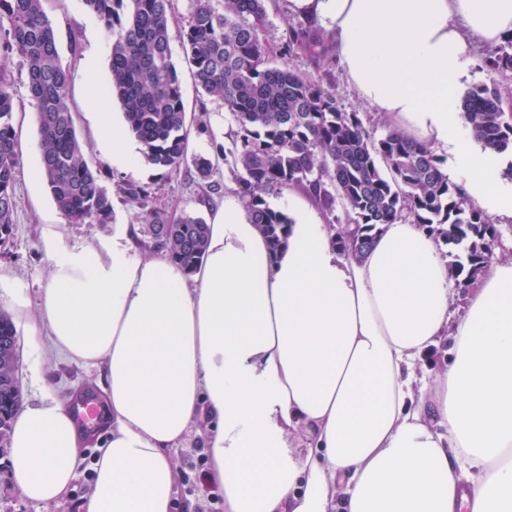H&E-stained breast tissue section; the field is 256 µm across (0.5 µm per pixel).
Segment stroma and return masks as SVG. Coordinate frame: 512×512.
I'll return each mask as SVG.
<instances>
[{"instance_id": "35a3bbf8", "label": "stroma", "mask_w": 512, "mask_h": 512, "mask_svg": "<svg viewBox=\"0 0 512 512\" xmlns=\"http://www.w3.org/2000/svg\"><path fill=\"white\" fill-rule=\"evenodd\" d=\"M46 11L60 36L76 31L80 37L79 52L61 45V62L68 75L67 102L73 115L77 138L88 165L97 173L101 186L112 200L114 221L110 224H70L57 210L51 192L40 172L38 135L34 124L36 106L28 89L27 69L19 57L7 61L6 79L14 99V116L22 130L21 159L15 182L16 210L12 232L0 242V276L23 286L30 307H37L51 271V261L41 247L43 225H58L71 241L85 246H98L105 238L128 235L137 256H147L144 233L145 212L126 202L123 191L128 187H144L151 193L152 208L165 211L171 218L196 213L212 218L224 204V194L234 182L230 164L218 153L231 144L234 124L222 99L201 90L195 81L194 66L182 48L181 32L191 11V0H170V36L173 61L182 89L187 116L188 153L190 159L180 171L170 174L146 162L142 153H135L133 163L118 167L112 163V148L99 137L98 113L105 112L117 122L125 117L120 103L108 97L105 86L109 77L110 51L103 23L90 12L82 0H46ZM302 19L292 14L289 0H268L266 21L260 38L275 63H287L290 69L315 72L312 56L297 52L283 55L282 47L288 30L301 27ZM336 96L345 111L360 113L369 121L376 136H383L388 125L370 107L363 104L347 85L336 62H329ZM212 159L210 179H201L191 161L192 156ZM17 377L24 402L42 400V382H49L57 397L68 398L85 389L101 393L104 373L88 368L57 354L47 353L41 364H34L26 338H19ZM204 437L197 428H190L175 452L177 464L176 508L174 512H224L222 497L211 490L203 479L207 470L203 452ZM98 454L94 446L81 448L77 478L68 497L57 505H43L25 500L9 474L0 453V512H78L81 500L90 492L93 462ZM194 493H187V486Z\"/></svg>"}]
</instances>
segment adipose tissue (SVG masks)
Here are the masks:
<instances>
[{"label": "adipose tissue", "mask_w": 512, "mask_h": 512, "mask_svg": "<svg viewBox=\"0 0 512 512\" xmlns=\"http://www.w3.org/2000/svg\"><path fill=\"white\" fill-rule=\"evenodd\" d=\"M290 3L362 102L512 218V182L459 109L471 46L512 36V0ZM288 205L274 254L225 196L192 273L121 237L94 248L44 225L52 269L37 315L22 288L9 294L37 358L105 368L112 426L83 512H173L174 453L198 420L224 512H512V259L490 264L453 323L448 261L411 221L385 225L354 260L301 199ZM446 334L451 357L420 401L415 363ZM301 429L298 455L288 436ZM83 443L66 400L23 406L7 461L21 495L60 502Z\"/></svg>", "instance_id": "obj_1"}]
</instances>
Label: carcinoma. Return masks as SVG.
<instances>
[{"label":"carcinoma","mask_w":512,"mask_h":512,"mask_svg":"<svg viewBox=\"0 0 512 512\" xmlns=\"http://www.w3.org/2000/svg\"><path fill=\"white\" fill-rule=\"evenodd\" d=\"M45 0H0V54L17 53L28 69L36 103L40 159L57 210L70 224H110L112 201L84 161L67 104V74L58 32ZM111 36L108 92L142 145L146 161L176 173L187 159L188 133L181 85L170 45L169 0H82ZM182 35L197 84L224 101L236 126L229 152L238 193L272 252L288 236L291 220L267 202L295 188L336 223L328 225L337 247L355 260L385 224L409 220L448 254L465 261L448 267L454 286L469 285L487 266L501 232L455 183L442 160L425 145L388 129L376 140L356 112L344 111L323 76L271 66L259 30L265 0H191ZM286 49L327 59L304 32L292 29ZM486 68L512 80V37L487 50ZM462 118L491 153H512V89L479 85L465 95ZM13 98L0 78V240L12 230L14 184L20 162ZM342 205L345 222L335 215ZM153 248L191 273L208 242L206 221L190 214L171 222L146 213ZM17 329L0 311V442L9 435L22 393L16 377Z\"/></svg>","instance_id":"1"}]
</instances>
